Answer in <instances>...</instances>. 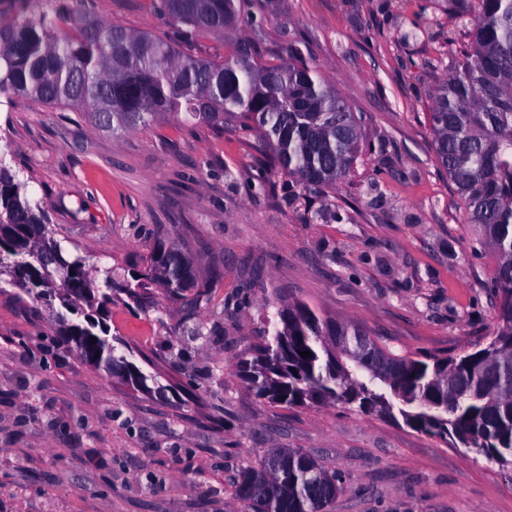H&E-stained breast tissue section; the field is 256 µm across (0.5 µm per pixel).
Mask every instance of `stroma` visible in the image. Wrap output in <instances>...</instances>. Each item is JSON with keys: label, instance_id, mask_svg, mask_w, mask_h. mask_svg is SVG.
<instances>
[{"label": "stroma", "instance_id": "1", "mask_svg": "<svg viewBox=\"0 0 512 512\" xmlns=\"http://www.w3.org/2000/svg\"><path fill=\"white\" fill-rule=\"evenodd\" d=\"M103 20L176 37L152 0H91ZM469 0H275L261 26L202 33L216 60L241 40L307 60L362 121L353 170L313 193L259 186L253 138L206 124L93 129L79 113L0 106V154L89 267L146 265L152 233L194 258L190 311L158 294L108 321L132 361L170 376L164 396L111 383L52 340L49 310L0 283V512H241L233 479L271 448L342 474L332 512H512V470L342 404L283 408L237 373L280 301L352 322L421 356L479 348L493 331L496 259L476 252L436 160L430 92L468 41ZM197 170L195 180L183 172ZM217 330L192 340L195 324Z\"/></svg>", "mask_w": 512, "mask_h": 512}]
</instances>
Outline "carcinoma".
<instances>
[{
  "label": "carcinoma",
  "instance_id": "cac0c4a2",
  "mask_svg": "<svg viewBox=\"0 0 512 512\" xmlns=\"http://www.w3.org/2000/svg\"><path fill=\"white\" fill-rule=\"evenodd\" d=\"M183 42L224 34L253 0H155ZM469 41L453 74L430 94L438 164L465 207L474 251L496 258L495 328L486 345L462 355L414 358L379 344L358 325L330 323L302 303L276 311L273 330L238 364L262 400L291 408L341 403L512 468V0H472ZM80 112L114 133L157 120L201 122L254 136L269 172L310 191L336 185L361 147V122L347 101L304 59L301 42L275 62L256 58L247 41L214 60L179 49L165 36L128 30L72 0L34 15L0 11V99ZM0 155V280L46 303L60 344L80 337L78 359L120 384L156 392L125 352L104 345L106 317L119 295L143 306L151 288L199 307L194 261L157 242L130 278L92 270L48 232L45 207L31 204ZM59 301L61 310L54 309ZM96 339L90 343V339ZM309 351L303 358L300 353ZM245 512H330L341 474L296 448H271L233 481Z\"/></svg>",
  "mask_w": 512,
  "mask_h": 512
}]
</instances>
